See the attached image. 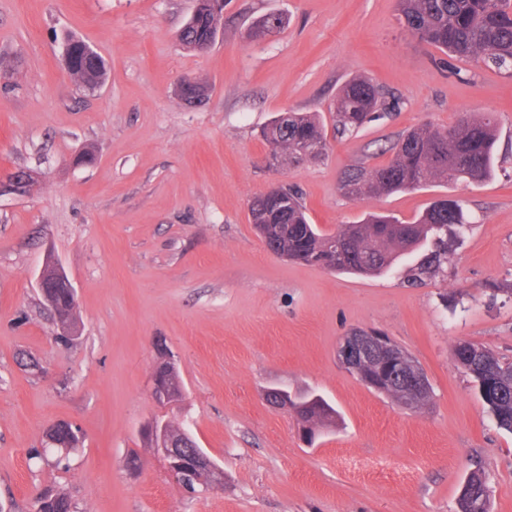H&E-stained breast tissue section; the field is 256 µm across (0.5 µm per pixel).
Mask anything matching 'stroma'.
Segmentation results:
<instances>
[{
	"label": "stroma",
	"mask_w": 512,
	"mask_h": 512,
	"mask_svg": "<svg viewBox=\"0 0 512 512\" xmlns=\"http://www.w3.org/2000/svg\"><path fill=\"white\" fill-rule=\"evenodd\" d=\"M195 0H0V168L37 179L0 196V503L32 512L36 488L67 492L75 512H458L467 476L485 474L490 512H512V433L499 429L453 349L467 341L512 358V78L448 57L399 20L397 0H224V32L205 53L178 33ZM281 30L251 42L253 21ZM73 35L109 64L80 88L61 41ZM372 79L393 109L321 160L270 170L263 128L285 112L329 115L352 76ZM211 92L188 107L183 79ZM496 121L497 167L467 189L432 182L362 200L340 189L353 164H385L407 129L465 114ZM92 151L93 164L71 160ZM282 183L325 230L368 212L413 220L461 200L473 226L448 261L412 285L418 255L377 277L329 272L268 252L251 198ZM53 255L78 295L75 337L36 286ZM378 330L423 369L420 413L363 385L337 359L350 330ZM34 356L42 370L18 364ZM174 362L185 397L158 405L155 368ZM316 394L339 413L313 443L265 391ZM153 418L185 425L224 468V486L188 493L140 435ZM65 420L84 446L69 468L34 462L46 428ZM145 461L125 466L130 453Z\"/></svg>",
	"instance_id": "obj_1"
}]
</instances>
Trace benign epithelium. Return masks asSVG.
<instances>
[{
    "mask_svg": "<svg viewBox=\"0 0 512 512\" xmlns=\"http://www.w3.org/2000/svg\"><path fill=\"white\" fill-rule=\"evenodd\" d=\"M35 185V177L25 169L0 171V195L27 194ZM37 286L42 296L49 297L53 289L64 288L72 306H77L76 289L61 265L52 256H46L37 278ZM338 359L342 366L351 371L362 362L378 367V377L364 380V384L376 390L384 389L387 382L398 377H406L411 394L419 395L427 390V378L414 358L403 352L397 353L396 345L386 336L369 330H354L345 336L338 347ZM154 400L169 406L183 399V391L176 390L167 382L163 371H155L151 378ZM271 405L297 415L298 406L291 400L287 391L271 390L266 394ZM143 438L152 444L154 454L166 473L174 480L191 477L199 486V491L207 492L224 486V469L203 450L182 453L177 448L179 439L188 438L183 432L180 438L173 437L167 423L148 422L142 431Z\"/></svg>",
    "mask_w": 512,
    "mask_h": 512,
    "instance_id": "obj_1",
    "label": "benign epithelium"
}]
</instances>
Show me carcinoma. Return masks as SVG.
Wrapping results in <instances>:
<instances>
[{"mask_svg": "<svg viewBox=\"0 0 512 512\" xmlns=\"http://www.w3.org/2000/svg\"><path fill=\"white\" fill-rule=\"evenodd\" d=\"M403 26L418 39L457 58L474 59L484 66L512 77V0H398ZM223 15L213 0H197L180 42L197 49L201 42L217 36ZM71 68L78 85L86 89L107 78L103 58L89 55L81 40H67ZM386 108L377 85L354 76L343 83L331 111L333 133L347 137L358 131L371 114ZM268 154L280 165L305 162V147L326 151L325 124L311 113L290 112L276 117L262 132ZM496 123L488 115H470L448 127L424 124L409 130L390 147V159L383 165L357 164L345 171L340 189L353 200L420 189L433 181L450 182L464 188L489 180L496 167ZM251 224L272 251L288 260L344 274L374 276L392 268L404 254L425 244L432 249L415 268L412 280L424 283L435 277L447 260L448 237L459 236L469 224L459 200L432 203L411 222L393 215L369 213L355 224H340L334 231H322L310 223L299 193L277 185L251 199ZM454 359L473 379L497 424L512 431V362L504 361L482 346L470 343L454 349ZM384 394L401 405L409 399L420 407L429 404L432 391L411 396L396 381L385 386ZM301 424L314 433L336 421V411L326 401L301 402ZM59 449L65 459L80 443V430L67 421L57 423ZM33 512H73L70 497L51 486L38 490ZM458 512H489L485 480L470 475L458 499Z\"/></svg>", "mask_w": 512, "mask_h": 512, "instance_id": "cac0c4a2", "label": "carcinoma"}]
</instances>
